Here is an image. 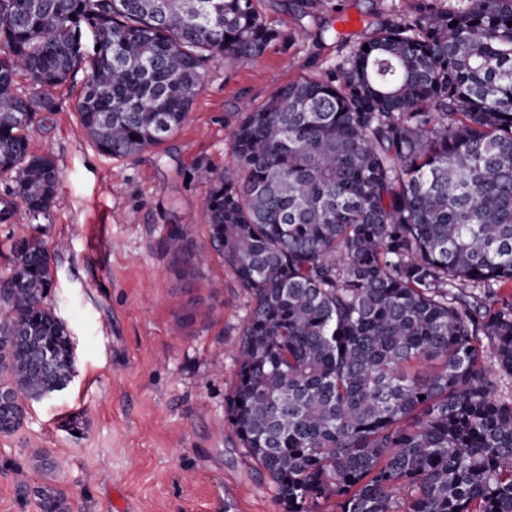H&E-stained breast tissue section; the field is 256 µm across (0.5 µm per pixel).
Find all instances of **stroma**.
Returning a JSON list of instances; mask_svg holds the SVG:
<instances>
[{
    "label": "stroma",
    "mask_w": 512,
    "mask_h": 512,
    "mask_svg": "<svg viewBox=\"0 0 512 512\" xmlns=\"http://www.w3.org/2000/svg\"><path fill=\"white\" fill-rule=\"evenodd\" d=\"M292 2L255 0L289 46L207 63L185 123L160 145L99 152L78 112L81 67L29 128L61 182L38 220L20 211L0 223V277L23 242L46 246L56 267L46 304L76 363L64 390L26 401L22 426L0 434V512H41L44 484L71 512H281L275 484L225 416L251 302L211 246L198 173L234 168L231 138L245 113L290 80L335 71L372 36L367 16L406 21L425 0H307L305 18ZM174 224L187 232L191 263L167 248Z\"/></svg>",
    "instance_id": "stroma-1"
}]
</instances>
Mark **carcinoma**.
I'll use <instances>...</instances> for the list:
<instances>
[{
  "label": "carcinoma",
  "instance_id": "cac0c4a2",
  "mask_svg": "<svg viewBox=\"0 0 512 512\" xmlns=\"http://www.w3.org/2000/svg\"><path fill=\"white\" fill-rule=\"evenodd\" d=\"M509 21L512 0L386 20L245 114L244 180L201 173L211 242L252 301L226 415L282 512H512ZM276 41L254 0H0V221L18 200L38 219L59 185L27 135L55 102L19 73L53 88L85 66L86 136L133 156L180 128L206 62ZM185 239L170 229L187 261ZM54 276L34 240L0 284V389L22 398L73 372Z\"/></svg>",
  "mask_w": 512,
  "mask_h": 512
}]
</instances>
